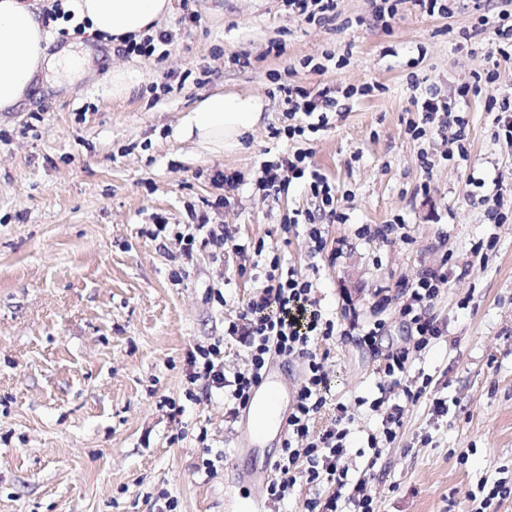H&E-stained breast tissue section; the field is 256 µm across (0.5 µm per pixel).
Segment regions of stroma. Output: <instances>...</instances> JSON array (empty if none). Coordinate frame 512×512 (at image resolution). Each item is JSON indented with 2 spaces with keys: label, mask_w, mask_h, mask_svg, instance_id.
Listing matches in <instances>:
<instances>
[{
  "label": "stroma",
  "mask_w": 512,
  "mask_h": 512,
  "mask_svg": "<svg viewBox=\"0 0 512 512\" xmlns=\"http://www.w3.org/2000/svg\"><path fill=\"white\" fill-rule=\"evenodd\" d=\"M448 7L429 15L407 0L384 24L373 0H338L329 22L291 14L283 0H172L160 26L171 39L149 59L52 23L53 47L90 46L97 57L85 80L0 112V512H248L256 488L230 484L229 461L254 432L222 392L202 396L187 375L194 348L215 342L226 379L246 369L248 350L226 328L257 283L239 273L233 247L259 241L314 272L326 313L384 320L383 347L410 351L403 386L384 387L380 355L352 338L313 346L327 400L314 429L344 405L348 480L376 458V512H473L467 493L512 482V145L485 109L512 96V57L465 38L474 0ZM274 43L282 53H270ZM242 55L248 65H235ZM115 67L134 76L120 99ZM491 69L497 81L459 99ZM281 84L330 89L327 126L273 137L306 121L286 117ZM155 85L170 91L154 95ZM217 89L264 100L250 139L221 154L175 140L181 117ZM432 94L454 100L466 125L413 138L416 102ZM299 149L348 217L315 257L303 235L281 230L311 205L303 185L276 200L255 187L262 161ZM224 172L238 174L236 189L216 181ZM484 195L500 200L506 223H489ZM201 218L227 242L185 256L175 235ZM394 219L399 239L356 234ZM491 237L487 258L474 255ZM442 265L448 282L431 311L444 333L419 351L398 315L400 286ZM396 403L397 437L374 454L367 438Z\"/></svg>",
  "instance_id": "35a3bbf8"
}]
</instances>
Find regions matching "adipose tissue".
I'll list each match as a JSON object with an SVG mask.
<instances>
[{
  "mask_svg": "<svg viewBox=\"0 0 512 512\" xmlns=\"http://www.w3.org/2000/svg\"><path fill=\"white\" fill-rule=\"evenodd\" d=\"M60 10L74 26L120 45L126 38L151 34L171 10L170 0H59ZM50 31L44 13L29 0H0V112L21 107L33 90L37 74L70 83L91 68L88 51L65 46L47 54ZM264 109L261 98L214 92L184 114L174 138L200 149L223 153L240 146L242 138L259 127Z\"/></svg>",
  "mask_w": 512,
  "mask_h": 512,
  "instance_id": "ef3b65f1",
  "label": "adipose tissue"
}]
</instances>
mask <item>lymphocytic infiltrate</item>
<instances>
[{
    "label": "lymphocytic infiltrate",
    "instance_id": "lymphocytic-infiltrate-1",
    "mask_svg": "<svg viewBox=\"0 0 512 512\" xmlns=\"http://www.w3.org/2000/svg\"><path fill=\"white\" fill-rule=\"evenodd\" d=\"M308 157V151L299 149L278 160L263 162L257 187L264 196L276 199L287 192L292 181L306 180L313 206L303 216L286 218L282 230L287 233L293 228H302L312 252L320 253L326 246L330 224L345 222L346 215L336 206L335 185L318 170L310 168ZM447 281V270L437 268L403 286L405 300L399 314L413 326L418 336L417 349L427 348L443 334L430 307L440 285ZM314 288V281L308 274L292 267L283 268L279 258H272L264 285L248 302L246 313L227 329L229 335L246 338L250 356L247 371L235 375L227 400L241 408L247 405L261 382L270 350L304 358L306 378L288 416V437L273 464L277 478L268 485L267 496L274 502L284 500L300 479L310 486L328 482L347 488L346 498L333 497L324 503L307 500L305 512H345L344 506L348 503L352 504L354 512H375L374 500L366 492L367 478H359L352 485L347 482L344 465L347 430L332 426L319 435L311 433V425L325 405L321 394L323 360L311 345L343 328L339 321L323 315ZM219 352L220 347L215 343L197 346L189 381L203 382L208 392L223 389L224 365L218 359Z\"/></svg>",
    "mask_w": 512,
    "mask_h": 512
}]
</instances>
